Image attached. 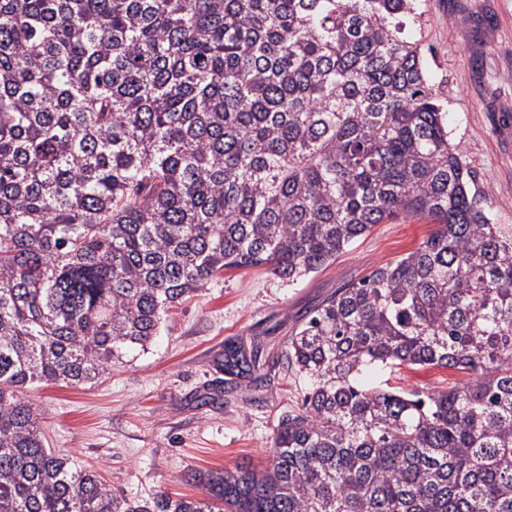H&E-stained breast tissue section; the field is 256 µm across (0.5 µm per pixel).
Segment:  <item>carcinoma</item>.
Listing matches in <instances>:
<instances>
[{"mask_svg": "<svg viewBox=\"0 0 512 512\" xmlns=\"http://www.w3.org/2000/svg\"><path fill=\"white\" fill-rule=\"evenodd\" d=\"M415 0H0V512H512V231L490 223ZM400 214L433 228L283 342L265 466L135 501L46 447L43 383L147 351L226 270L294 284ZM266 339L224 347L264 387ZM470 380L370 387L396 366Z\"/></svg>", "mask_w": 512, "mask_h": 512, "instance_id": "cac0c4a2", "label": "carcinoma"}]
</instances>
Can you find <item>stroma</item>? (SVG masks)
<instances>
[{"label":"stroma","mask_w":512,"mask_h":512,"mask_svg":"<svg viewBox=\"0 0 512 512\" xmlns=\"http://www.w3.org/2000/svg\"><path fill=\"white\" fill-rule=\"evenodd\" d=\"M417 13L413 35L446 100L450 136L491 223L512 229V0H418ZM430 230L415 217L375 225L335 262L294 284L263 267L225 271L173 307L149 350L130 353L102 382L35 389L48 447L97 469L114 492L138 498L164 492L197 499L202 490L187 481L188 472L262 466L279 417L301 406L308 382L278 364L265 388L242 386L225 398V343L259 335L276 353L324 298L401 258ZM468 379L457 370L408 366L369 377L423 393ZM205 394L213 404L198 406Z\"/></svg>","instance_id":"35a3bbf8"}]
</instances>
